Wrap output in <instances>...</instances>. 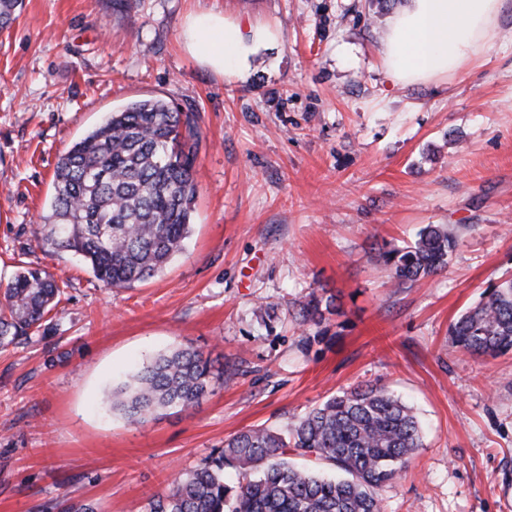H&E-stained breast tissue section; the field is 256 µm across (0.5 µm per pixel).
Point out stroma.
<instances>
[{"instance_id":"stroma-1","label":"stroma","mask_w":512,"mask_h":512,"mask_svg":"<svg viewBox=\"0 0 512 512\" xmlns=\"http://www.w3.org/2000/svg\"><path fill=\"white\" fill-rule=\"evenodd\" d=\"M274 40L245 77L188 52L195 13ZM368 0H24L0 32V286L20 267L63 291L45 326L0 351V512L65 498L146 512L225 440L285 427L357 384L410 404L423 445L383 512H512V353L461 355L450 324L512 277V0L480 65L392 84ZM150 97L193 115L198 184L186 247L104 288L37 240L58 158ZM444 224V271L394 287L381 250ZM339 297L329 347L303 350L294 303ZM275 303L272 313L260 310ZM176 346L228 367L190 411L133 427L112 393Z\"/></svg>"}]
</instances>
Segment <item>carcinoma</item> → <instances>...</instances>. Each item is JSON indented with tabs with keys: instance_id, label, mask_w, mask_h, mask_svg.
Segmentation results:
<instances>
[{
	"instance_id": "obj_1",
	"label": "carcinoma",
	"mask_w": 512,
	"mask_h": 512,
	"mask_svg": "<svg viewBox=\"0 0 512 512\" xmlns=\"http://www.w3.org/2000/svg\"><path fill=\"white\" fill-rule=\"evenodd\" d=\"M23 0H0V31L19 17ZM194 121L162 98L132 101L63 154L38 240L48 251H72L109 289L128 288L163 270L191 233L197 195L195 155L187 147ZM456 238L426 224L415 242L382 253L393 284L432 276L448 266ZM62 294L52 274L24 267L0 289V349L39 330ZM344 312L332 296L312 291L298 312L306 344H327L330 317ZM460 351H512V278L490 287L449 327ZM224 374L195 349L161 354L134 374L112 400L132 425L159 408L187 410L213 392ZM422 446L412 408L386 389L352 387L284 428L236 434L188 475L174 478L148 512H381V492ZM328 466L300 467L292 457Z\"/></svg>"
}]
</instances>
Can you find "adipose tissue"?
<instances>
[{
    "instance_id": "obj_1",
    "label": "adipose tissue",
    "mask_w": 512,
    "mask_h": 512,
    "mask_svg": "<svg viewBox=\"0 0 512 512\" xmlns=\"http://www.w3.org/2000/svg\"><path fill=\"white\" fill-rule=\"evenodd\" d=\"M505 0H406L388 18L381 59L396 83L431 82L480 64L497 35ZM192 55L220 74L244 70L265 30L243 32L216 14L192 17L184 31Z\"/></svg>"
}]
</instances>
